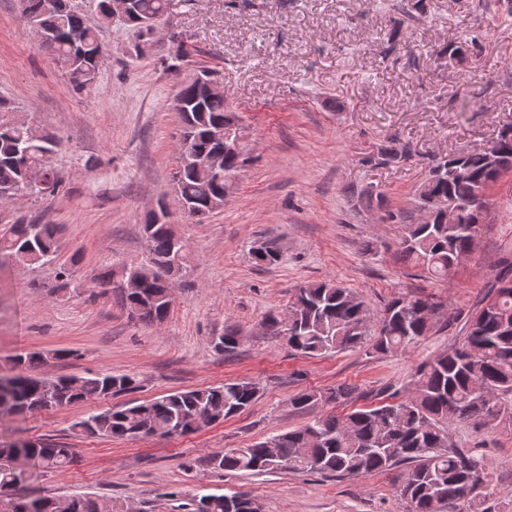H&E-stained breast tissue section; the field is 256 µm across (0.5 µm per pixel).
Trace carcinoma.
<instances>
[{
  "instance_id": "carcinoma-1",
  "label": "carcinoma",
  "mask_w": 512,
  "mask_h": 512,
  "mask_svg": "<svg viewBox=\"0 0 512 512\" xmlns=\"http://www.w3.org/2000/svg\"><path fill=\"white\" fill-rule=\"evenodd\" d=\"M25 22L53 43L54 57L66 67L78 87L92 83L103 64L100 29L112 24L110 0H91L98 22L91 23L69 0H22ZM134 17L125 25L149 33L139 20L164 16L168 0H134ZM397 12L414 18L424 11L422 0H400ZM176 100L180 102L182 126L178 168L174 174L180 207L191 219H203L224 206L225 189L231 186L245 163L241 153L224 155L225 178L218 180L193 157L209 155L224 145V128L237 132L235 113L221 96L200 97L189 80L181 82ZM15 108L0 100V201L23 192L55 195L64 189V180L51 165L56 141L32 134L24 119L11 118ZM495 150L500 166L488 162L483 148L455 151L431 161L428 174L416 190L419 207L432 206L436 196L460 208L465 220L448 223V215H436L431 224H404L398 244L401 260L435 279H445L461 257L473 252L476 223L482 216L479 192L512 169V125L499 130ZM33 169L43 171L48 189L30 184ZM143 232L149 243L144 265L161 270L163 278L145 281L140 291L120 287L123 278L135 272L134 264L112 270L106 280H96L94 289L108 284L117 290V299L128 315L145 323H161L169 315L173 298L166 277L182 270L175 258L184 245L173 239L168 224L148 215ZM57 225L13 224L0 231V260L15 262L27 269L52 263L57 253ZM252 256L258 265L278 261V251L256 248ZM443 304L428 297H395L384 307L373 337H368V310L350 289L333 280L318 281L299 288L289 306L288 323L275 316L266 318V327L286 337L288 347L300 354L318 357L367 347L370 353L386 354L411 349L423 337L448 329L452 323L442 313ZM462 322V341L421 361L405 398L352 411L344 417L323 415L293 431L274 435L262 442L221 453L218 464H208L217 473L251 471L265 473L284 470L323 476L363 477L397 464H407L399 494L407 512H437L436 503L451 512H492L490 475L483 456L448 441V426L456 421L493 425L512 417V259L504 257L501 268L479 307L457 314ZM236 326L224 328L214 345L224 352L240 344ZM140 388L135 374L110 371L88 372L75 379L55 380L37 376L0 377V408L10 412H40L127 395ZM259 388L248 381H232L216 387L177 391L157 399L130 401L91 413L72 425L73 433L118 439L155 436L171 438L200 430L202 417L213 423L241 413L257 398ZM348 386L324 391H303L290 404L303 409L319 403L343 405L352 398ZM73 449L65 442L27 441L0 444V495L22 479L20 464L32 461L39 467L62 473L73 462ZM480 482L483 491L468 501L462 489ZM252 498L245 493L195 496L183 512H253ZM0 512H124L121 504L83 495L39 496L34 499L4 501Z\"/></svg>"
}]
</instances>
